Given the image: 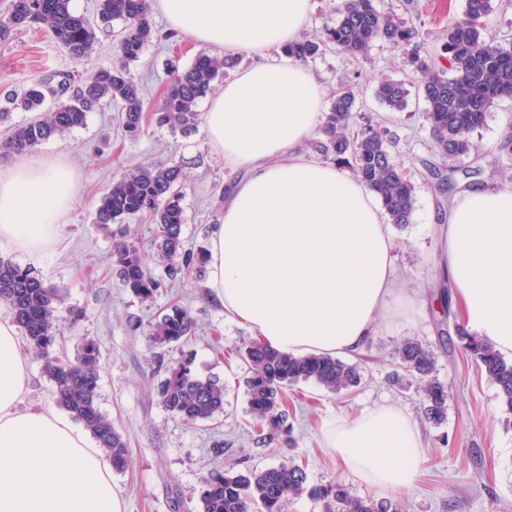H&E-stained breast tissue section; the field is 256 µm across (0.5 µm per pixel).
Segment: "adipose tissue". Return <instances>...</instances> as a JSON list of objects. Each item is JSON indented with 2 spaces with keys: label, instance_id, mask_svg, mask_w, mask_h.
<instances>
[{
  "label": "adipose tissue",
  "instance_id": "adipose-tissue-1",
  "mask_svg": "<svg viewBox=\"0 0 512 512\" xmlns=\"http://www.w3.org/2000/svg\"><path fill=\"white\" fill-rule=\"evenodd\" d=\"M173 31L258 60L225 82L203 114L210 147L246 176L212 225L207 286L226 319L294 356L367 354L400 299L401 274L378 195L308 148L325 89L282 55L312 0H152ZM62 157L0 170V242L30 257L56 243L74 200ZM438 232L453 300L479 337L512 355V188L455 197ZM29 357L0 319V512H124L112 465L68 415L25 407ZM321 445L381 493L401 494L424 462L420 430L381 404L330 418Z\"/></svg>",
  "mask_w": 512,
  "mask_h": 512
}]
</instances>
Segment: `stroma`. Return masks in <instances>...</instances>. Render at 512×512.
<instances>
[{
    "mask_svg": "<svg viewBox=\"0 0 512 512\" xmlns=\"http://www.w3.org/2000/svg\"><path fill=\"white\" fill-rule=\"evenodd\" d=\"M376 6L413 20L426 50L434 54L448 26L462 18L465 0H376ZM117 41V29L100 32L96 52L78 62L43 30L12 31L0 39V110L10 109L8 94L22 92L33 78L62 72L78 80L95 68L112 65ZM202 52L215 56L219 50L185 39L176 54L166 41L154 39L130 66L147 107L160 103L170 65L187 67ZM406 57V50L379 43L355 58L329 50L308 62L325 88L335 87L342 77L356 80L362 115L383 122L394 141L395 158L416 186L410 223L392 228L396 265L412 301L394 306L367 356L359 360L363 379L358 388L337 395L302 382L288 391L295 439L291 448H264L253 442L244 369L233 353L235 346L251 339V332L225 320L223 308L210 299L201 279L181 280L154 304H142L115 277L112 240L93 222L100 197L122 170L175 157L183 160L189 180L184 245L193 254H207L209 228L224 208L222 191L226 184L242 178V170L225 164L211 149L203 126L184 133L150 127L133 140L125 136L122 114L113 107L88 113L84 126L33 148V155L60 156L73 167L78 177L73 206L61 219L59 242L38 260L5 243H0V255L32 267L61 290L60 349L73 358L84 339L99 345L98 406L129 448L126 467L112 475L124 512H197L203 479L210 471L273 465L292 456L306 461L310 482H340L358 497H375V490L343 471L321 448L319 427L324 419L351 417L383 402L404 409L418 424L425 443L422 475L399 498L403 512H512V429L502 422L497 388L486 375L461 355L439 354V378L451 395L448 419L439 426L425 419L415 390L400 391L389 382L395 370L393 352L402 339L416 336L433 346L438 343L427 287L435 282L443 258L437 233L439 196L425 170L433 158L432 138L423 118L425 102L418 91V78L405 66ZM387 77L405 81L409 96L404 111H390L376 98L377 84ZM10 111L8 121L0 123V141L9 136L12 126L35 118L31 112ZM509 137L512 99H505L474 132L476 151L455 160V167L475 171L485 187L512 184V158L498 152ZM173 304L187 308L196 322L186 349L193 353L198 370L225 387L224 413L210 421L187 424L164 409L153 391L156 351L142 333L132 332L129 326L134 319L144 324L154 321ZM75 310L81 311L80 319H72ZM216 439L226 443L223 454L211 448Z\"/></svg>",
    "mask_w": 512,
    "mask_h": 512,
    "instance_id": "obj_1",
    "label": "stroma"
}]
</instances>
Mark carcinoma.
Wrapping results in <instances>:
<instances>
[{"instance_id":"1","label":"carcinoma","mask_w":512,"mask_h":512,"mask_svg":"<svg viewBox=\"0 0 512 512\" xmlns=\"http://www.w3.org/2000/svg\"><path fill=\"white\" fill-rule=\"evenodd\" d=\"M71 0H12L0 17V36L25 27L48 31L75 60L90 55L97 30L114 21L122 22L119 61L88 74L74 92L70 76L62 94L66 98L41 117L16 125L0 144L4 154L22 155L36 146L84 125L87 114L112 106L125 114V128L132 138L144 127L179 128L197 126L198 100L214 89L233 66L230 58L197 55L192 64L174 71L167 80L162 101L147 112L139 84L128 70L147 45L158 36L149 0H98L97 21L75 14ZM492 0H465L463 17L448 26L438 62L420 55L419 29L395 12H383L375 0H345L336 25L318 40L299 38L288 44L289 57L306 62L329 48L345 56H357L377 43L411 47V63L419 74V90L432 137L433 151L440 163L426 164L430 177L439 181L438 190L448 197L456 184L443 173L447 162L475 149L471 135L481 128L490 109L512 92V42H502L487 30L485 19ZM54 92L49 79H36L21 95L12 98L14 108L39 110L46 93ZM376 98L393 111L408 105V90L402 80L384 79ZM358 99L351 81L341 79L323 117L320 136L312 148L326 158L346 166L352 174L380 197L393 224L410 223L415 204V185L394 160L389 131L371 119L356 122ZM182 160L139 165L112 183L95 211L94 223L111 230L112 257L116 274L143 303L154 302L169 284L192 274L204 275V259L184 250L182 226L186 223L183 200L187 177ZM149 215L156 225L152 246L163 267L158 275L141 250L130 240L123 221ZM434 295L441 302L445 322L450 314L447 277L440 278ZM63 297L47 285L33 269L0 256V304L7 306L28 345L43 362V372L54 386V402L82 423L112 461L124 469L128 443L97 403L100 378V349L87 339L72 361L57 351V313ZM195 330L191 314L180 305L149 326V343L167 353L187 342ZM456 344L472 363L495 384L504 424L512 426V360L454 323ZM247 374L245 380L249 412L257 425L256 443L270 446L281 439L293 444V426L285 405L288 389L301 382H314L335 394L361 384L358 365L329 355L295 357L270 350L257 340L236 349ZM395 385L416 386L427 419L441 425L448 416V386L437 375V357L421 340L405 338L395 350ZM162 406L185 423L211 420L224 413V386L201 376L188 356L167 362L164 377L156 387ZM305 494L324 507V512H401L397 503L362 499L343 484L312 485L306 466L284 461L269 467H247L240 472H211L204 478L199 512H283L287 500Z\"/></svg>"}]
</instances>
